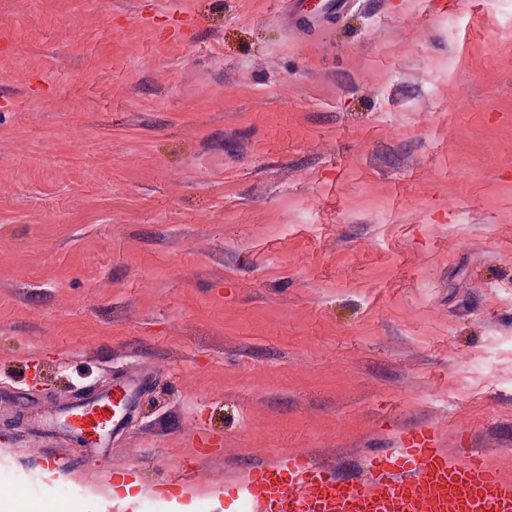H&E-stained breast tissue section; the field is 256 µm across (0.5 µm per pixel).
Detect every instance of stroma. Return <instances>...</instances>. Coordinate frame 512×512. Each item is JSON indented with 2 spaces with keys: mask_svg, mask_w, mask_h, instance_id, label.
<instances>
[{
  "mask_svg": "<svg viewBox=\"0 0 512 512\" xmlns=\"http://www.w3.org/2000/svg\"><path fill=\"white\" fill-rule=\"evenodd\" d=\"M0 0V493L171 512L400 430L512 476V0ZM140 375L124 430L66 419ZM24 423L11 425L15 412ZM140 494L141 492L138 481L130 480L115 484H108L105 489L104 496L97 494L94 496V500L105 497L111 501L125 503L137 499Z\"/></svg>",
  "mask_w": 512,
  "mask_h": 512,
  "instance_id": "35a3bbf8",
  "label": "stroma"
}]
</instances>
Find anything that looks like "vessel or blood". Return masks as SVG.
Segmentation results:
<instances>
[{
  "label": "vessel or blood",
  "mask_w": 512,
  "mask_h": 512,
  "mask_svg": "<svg viewBox=\"0 0 512 512\" xmlns=\"http://www.w3.org/2000/svg\"><path fill=\"white\" fill-rule=\"evenodd\" d=\"M131 381L76 414L77 432L93 438L122 430ZM225 505L242 512H512V480L482 457L450 458L435 431L399 433L395 447L374 451L363 478H342L302 454L256 466L224 487Z\"/></svg>",
  "instance_id": "1"
}]
</instances>
